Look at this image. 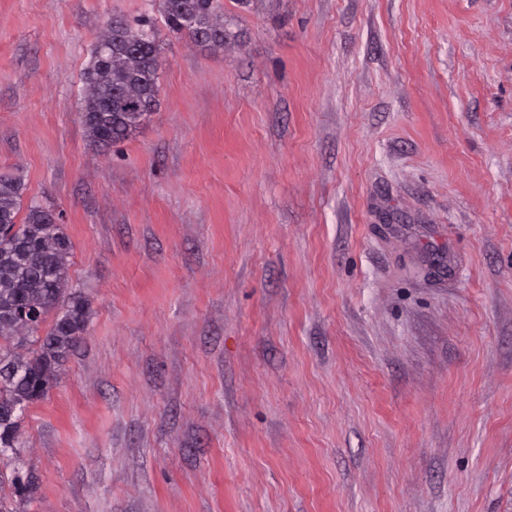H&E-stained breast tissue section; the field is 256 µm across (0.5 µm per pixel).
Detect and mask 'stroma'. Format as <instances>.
<instances>
[{"instance_id":"35a3bbf8","label":"stroma","mask_w":512,"mask_h":512,"mask_svg":"<svg viewBox=\"0 0 512 512\" xmlns=\"http://www.w3.org/2000/svg\"><path fill=\"white\" fill-rule=\"evenodd\" d=\"M0 0V174L60 213L78 346L11 512H512V0ZM155 24L103 148L82 73ZM219 0H163L161 15L170 32L187 35L201 45L223 47L227 33ZM157 53L150 18L138 28L115 19L104 29L82 76L81 117L95 145L128 138L157 109Z\"/></svg>"}]
</instances>
